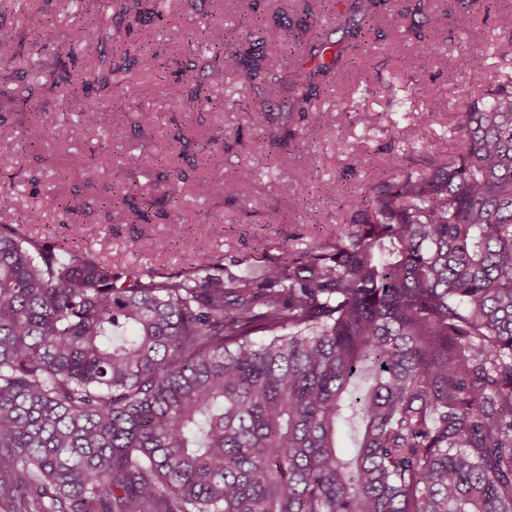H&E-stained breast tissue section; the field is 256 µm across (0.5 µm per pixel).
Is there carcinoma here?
I'll return each mask as SVG.
<instances>
[{
  "mask_svg": "<svg viewBox=\"0 0 512 512\" xmlns=\"http://www.w3.org/2000/svg\"><path fill=\"white\" fill-rule=\"evenodd\" d=\"M295 24L261 26L246 46L220 25L206 30L216 72L253 82L255 105L277 104L255 84L269 75L289 99L271 117L254 166L281 161L298 133L292 113L322 127L320 91L366 42L380 17L417 37L426 20L382 13L381 0H342L343 42L320 36L317 0H286ZM454 21H475L474 0ZM72 41L93 46L99 16L116 7L127 27L170 0H70ZM0 33V97L23 105L40 87L80 105L106 138L122 110L127 62L164 78L178 59L132 43L112 77L90 69L62 78L59 59L25 78L14 38ZM456 68L454 51L435 47ZM499 84L466 95L452 148L425 145L390 172L360 159L368 179L351 192V228L224 279L201 257L187 274H124L91 251L46 243L0 209V498L31 490L17 512H512V52ZM110 96L91 97L93 85ZM168 87L187 109L210 103L197 80ZM37 112L20 137H48ZM72 165L111 168L105 144ZM106 189L100 208L130 224L151 211L169 220V242L188 224L195 192L170 161L165 186ZM254 171L224 174V197L254 189ZM357 420L356 446L337 444Z\"/></svg>",
  "mask_w": 512,
  "mask_h": 512,
  "instance_id": "carcinoma-1",
  "label": "carcinoma"
}]
</instances>
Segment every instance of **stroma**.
<instances>
[{"mask_svg":"<svg viewBox=\"0 0 512 512\" xmlns=\"http://www.w3.org/2000/svg\"><path fill=\"white\" fill-rule=\"evenodd\" d=\"M448 0H429L427 9L433 20L431 35L447 40L457 65L452 74L440 72L430 43L407 39L389 26L358 48L343 69L338 83L322 99L330 112L331 130L317 134L311 118L294 121L303 138L300 149L290 152L282 166L261 173L251 197L228 201L224 198L221 172L250 164L261 146L268 127L267 113L240 111V103L250 99V83L238 76H211L206 80L216 107L186 110L169 93L166 82L133 72L127 84L124 111L115 113L112 130L106 139L113 168L127 158L148 149L149 169L159 173V156L168 154L174 131L185 130L191 140L179 165L198 189L186 197L184 209L191 224L183 241L170 248H159L169 235L167 221L157 218L149 224L106 222L98 204V190L107 175L73 172L67 182L57 181L56 165L67 164L74 155H88L97 139L89 121L76 111H63L62 105L47 92H39V106L60 112L52 135L32 146L10 139L0 141V153L13 156L12 167L0 174V206L13 210L29 233L54 242L75 239L99 258L109 261L114 270L134 266L159 274H186L199 257L222 265L225 275L254 273L268 263L282 260L289 251L304 249L316 237H326L342 228L348 213L345 199L336 195L337 179L356 165L363 151L370 150L385 166H393L411 150L412 128L420 113L431 111L434 123L427 130V142H447L454 116L461 110V97L474 71L488 80L499 76L501 51L512 48V0H494L485 8L480 0L473 7L475 24L458 30L445 10ZM234 30L240 41L255 36L253 25L233 8L204 4L195 10L177 6L173 17L126 35L111 16L101 21V41L93 54L83 50L68 52L60 44L44 42L37 34L44 23H52L61 37H68L79 23L74 8L55 0L44 13L30 10L27 0H0V24L5 28L24 25L28 38L18 64L45 62L67 57L71 76H80L86 64L101 71L112 68L113 41L128 37L134 44L160 50L167 56L189 58L201 64L199 50L205 37L206 22ZM177 26L190 34V42H174L163 36ZM364 107L379 115V122L364 128L354 119V107ZM154 114L148 137L134 131L136 114ZM223 132L213 159L200 153L203 137ZM291 181L296 194L283 197L280 186ZM75 197L81 213L63 216L59 200Z\"/></svg>","mask_w":512,"mask_h":512,"instance_id":"1","label":"stroma"}]
</instances>
